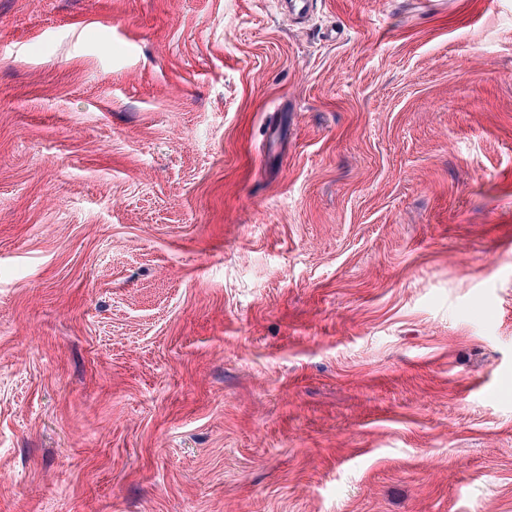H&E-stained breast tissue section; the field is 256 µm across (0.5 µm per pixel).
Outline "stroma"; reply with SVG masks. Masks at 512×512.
Segmentation results:
<instances>
[{"mask_svg":"<svg viewBox=\"0 0 512 512\" xmlns=\"http://www.w3.org/2000/svg\"><path fill=\"white\" fill-rule=\"evenodd\" d=\"M0 512H512V0H0Z\"/></svg>","mask_w":512,"mask_h":512,"instance_id":"35a3bbf8","label":"stroma"}]
</instances>
